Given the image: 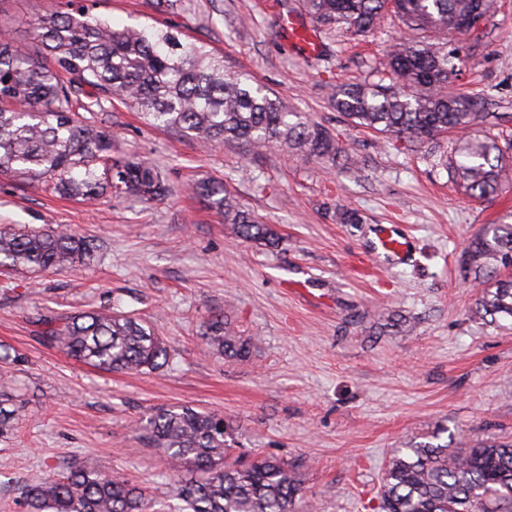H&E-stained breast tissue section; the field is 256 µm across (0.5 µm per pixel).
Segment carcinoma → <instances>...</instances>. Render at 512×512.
Returning a JSON list of instances; mask_svg holds the SVG:
<instances>
[{
  "mask_svg": "<svg viewBox=\"0 0 512 512\" xmlns=\"http://www.w3.org/2000/svg\"><path fill=\"white\" fill-rule=\"evenodd\" d=\"M88 0L35 17L34 46L0 42V176L43 183L54 192L91 202L109 193L141 201L172 193L165 174L140 157H112V131L86 114L119 101L150 125L202 143L273 144L307 152L332 165L340 152L325 128L294 121L288 103L249 79L224 70V56L172 29L112 28L92 14ZM318 29L365 35L395 13L406 36L395 39L375 81L336 83L331 100L352 125L422 144L448 131L461 134L450 165L464 191L483 198L505 175L504 153L490 130L512 114L486 112L485 99L448 87L462 57L451 34H467L461 20L484 21L500 0H299ZM419 30L431 39L413 37ZM208 205L237 226L244 240L273 246L275 231L244 209L221 181L199 187ZM96 246L71 229L0 227V267L59 270L94 261ZM469 261L487 271L472 315L512 319V280L492 276L512 266V224L499 225L469 247ZM41 340L106 372L144 373L167 365V343L144 321L110 308L41 320ZM205 344L226 358L246 360L253 339L220 315L207 325ZM169 463L156 487L191 512H301V479L274 457L229 460L224 416L188 406L155 411L139 424ZM27 512H148L138 486L93 466L48 474L26 486ZM382 512H512V443L451 442L394 449L381 477Z\"/></svg>",
  "mask_w": 512,
  "mask_h": 512,
  "instance_id": "carcinoma-1",
  "label": "carcinoma"
}]
</instances>
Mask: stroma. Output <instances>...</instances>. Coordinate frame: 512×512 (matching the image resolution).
I'll use <instances>...</instances> for the list:
<instances>
[{
    "label": "stroma",
    "instance_id": "35a3bbf8",
    "mask_svg": "<svg viewBox=\"0 0 512 512\" xmlns=\"http://www.w3.org/2000/svg\"><path fill=\"white\" fill-rule=\"evenodd\" d=\"M62 0H0V39L32 43L30 18ZM476 34L460 36L456 89L512 113V0ZM113 27H171L223 54L226 70L287 98L319 123L356 165L325 164L278 146H200L150 126L114 104L94 119L119 150L156 164L174 187L145 204L104 195L64 199L38 183L0 178V225L67 226L97 246L93 263L0 276V344L13 347L10 406L18 426L0 442V512H26L24 486L51 469L87 463L151 489L166 461L132 429L153 410L192 406L224 415L243 448L287 460L315 512H379L390 451L433 437L455 444L512 440V320L469 315L480 281L469 242L512 224V177L473 199L447 167L456 136L421 145L352 127L328 85L362 79L383 62L397 24L324 40L295 54L278 0H94ZM218 180L271 224L274 247L244 241L195 197ZM358 224L337 223V206ZM395 224L414 247L378 263V225ZM106 306L145 320L175 351L147 374L109 373L45 345L40 321ZM224 314L257 339L249 360L228 361L204 344L208 319Z\"/></svg>",
    "mask_w": 512,
    "mask_h": 512
}]
</instances>
